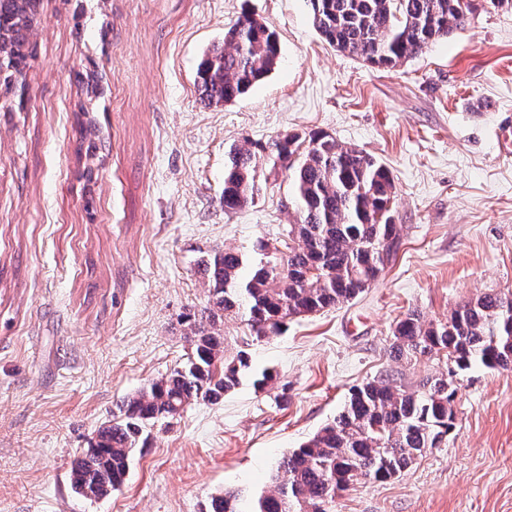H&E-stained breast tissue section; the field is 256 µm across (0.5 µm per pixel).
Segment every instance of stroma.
<instances>
[{"mask_svg":"<svg viewBox=\"0 0 512 512\" xmlns=\"http://www.w3.org/2000/svg\"><path fill=\"white\" fill-rule=\"evenodd\" d=\"M275 31L280 60L238 100L208 107L205 52L240 14ZM24 110L0 97V512H206L267 491L281 456L385 373L412 389L445 361L389 358L398 319L447 320L486 292L512 294V8L479 0L470 23L378 69L330 47L310 0H43ZM95 64L104 94L75 75ZM92 105L105 149L82 176L76 117ZM325 132L391 173L400 250L356 299L256 338L236 319L250 380L147 429L124 484L77 495L72 464L117 401L165 377L205 305L197 263L253 256L296 219L287 172L258 158L252 204L224 209L234 146ZM455 425L397 478L356 486L333 512H512V369L457 376Z\"/></svg>","mask_w":512,"mask_h":512,"instance_id":"35a3bbf8","label":"stroma"}]
</instances>
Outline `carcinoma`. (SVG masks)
I'll list each match as a JSON object with an SVG mask.
<instances>
[{
  "instance_id": "1",
  "label": "carcinoma",
  "mask_w": 512,
  "mask_h": 512,
  "mask_svg": "<svg viewBox=\"0 0 512 512\" xmlns=\"http://www.w3.org/2000/svg\"><path fill=\"white\" fill-rule=\"evenodd\" d=\"M42 0H0V88L35 57L31 35ZM312 22L337 51L389 69L464 28L475 0H311ZM278 63L275 33L250 14L224 31L197 71L201 101L226 104L267 77ZM291 172L296 240L269 251L256 244L250 275L243 255L216 249L200 259L208 304L185 316L191 355L166 377L116 403L113 422L72 466V488L105 498L125 481L147 426L175 419L200 400L217 404L251 374L245 349L227 353L224 318H240L258 338L276 336L297 312L318 313L358 297L385 270L381 250L400 247L390 211L389 171L363 151L326 133L278 136L235 147L224 175V210L254 199L256 154ZM391 354L410 363L444 356L448 373L408 391L387 373L352 390L339 415L281 458L272 488L253 512H332L349 488L399 476L454 425L453 377L473 367L512 369V296L486 293L459 306L451 322H427L416 311L396 322ZM239 494L211 499L209 512H241Z\"/></svg>"
}]
</instances>
